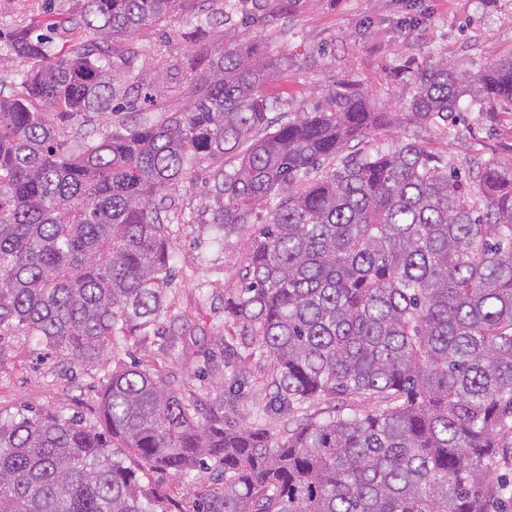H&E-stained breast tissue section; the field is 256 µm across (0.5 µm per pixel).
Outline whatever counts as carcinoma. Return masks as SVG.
<instances>
[{
  "mask_svg": "<svg viewBox=\"0 0 512 512\" xmlns=\"http://www.w3.org/2000/svg\"><path fill=\"white\" fill-rule=\"evenodd\" d=\"M220 2L218 13L205 3ZM244 0H83L81 10L7 32L0 52V363L23 328L73 364L156 326L174 277L166 200L210 171L209 215L227 237L262 211L228 307L238 348L271 358L267 433L224 424L135 366L112 373L101 428L61 410L0 420V512H155L138 472L186 476L193 512H490L512 501V163L467 173L411 138L344 153L395 114L340 85L280 124L273 59L235 43ZM198 7L181 32L180 95L135 74L132 45ZM223 29L211 32V26ZM85 39L55 50L45 28ZM407 116L448 129L460 100L512 112V57L411 77ZM157 113L68 148L60 124L130 107ZM380 406L362 413L357 402ZM331 404L298 423L304 405Z\"/></svg>",
  "mask_w": 512,
  "mask_h": 512,
  "instance_id": "obj_1",
  "label": "carcinoma"
}]
</instances>
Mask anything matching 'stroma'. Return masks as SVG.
<instances>
[{
    "label": "stroma",
    "mask_w": 512,
    "mask_h": 512,
    "mask_svg": "<svg viewBox=\"0 0 512 512\" xmlns=\"http://www.w3.org/2000/svg\"><path fill=\"white\" fill-rule=\"evenodd\" d=\"M74 13L80 0H0V28L24 25L46 7ZM177 25L143 30L137 40L146 53L135 62L141 72H162L177 80L174 48ZM234 39L269 55L288 51L269 92L279 104L274 123L311 107L322 93L339 84L375 100L378 111L403 115L413 89L412 72L447 60L457 73L512 56V0H259L254 19L237 23ZM406 136L442 159L462 162L478 156L512 161V118L464 113L453 134L432 125L398 120L369 134L365 149L386 147ZM204 171L177 191L175 206L184 222L171 225L175 277L163 322L186 321L188 328L174 351L163 350L153 336L117 337L100 357L72 364L66 352L45 341L13 332L11 351L0 363V417L46 409L99 422L98 395L113 370L138 365L160 375L185 399H220L224 414L239 427L284 434L285 420L264 414L273 365L260 351L227 368L222 347L236 342L239 327L224 312L242 287V259L252 236L243 231L217 239L211 225L193 217L209 206ZM206 472L190 477L150 471L140 475L143 494L157 498L165 512H192L191 484L209 480Z\"/></svg>",
    "instance_id": "obj_1"
}]
</instances>
